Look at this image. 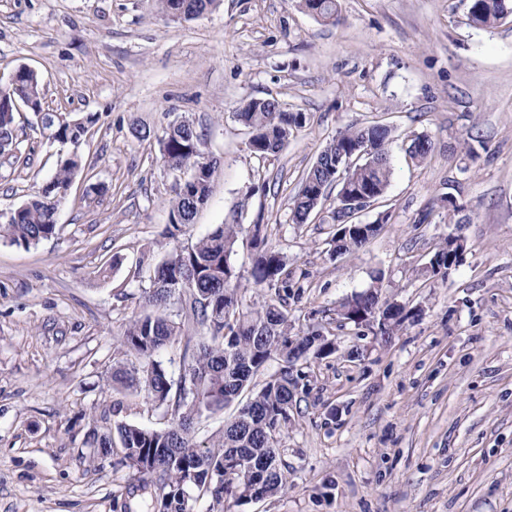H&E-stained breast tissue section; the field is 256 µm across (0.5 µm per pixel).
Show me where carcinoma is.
Masks as SVG:
<instances>
[{
	"label": "carcinoma",
	"mask_w": 512,
	"mask_h": 512,
	"mask_svg": "<svg viewBox=\"0 0 512 512\" xmlns=\"http://www.w3.org/2000/svg\"><path fill=\"white\" fill-rule=\"evenodd\" d=\"M163 13L188 18L201 15L220 0H158ZM301 8L323 22H336L338 0H300ZM512 17V0H469L471 24L493 28ZM16 82L0 87V150L14 148L15 102L43 105L40 79L35 71L21 68ZM249 127L251 152L262 159L278 156L294 132L309 123L304 112H292L278 100L252 98L236 112ZM42 126L62 143H78L87 125L96 122L88 115L68 120L53 112L39 115ZM392 128L384 123L350 127L321 151L316 162L303 176L294 197L289 221L307 223L318 208L317 197H326L335 183L340 185L336 204L345 199H362L366 208L386 192L392 166L388 144ZM164 168L176 176L170 201L167 235L177 238L193 223L198 211L209 201L211 173L217 159H205L202 143L193 123L187 118L169 122L161 139ZM433 142L426 134L412 139L408 157L415 163L428 159ZM349 158L347 168L338 171L336 158ZM81 168L78 156L64 159L56 174L46 181L23 205L0 216V239L29 247L56 233V214L65 202L73 179ZM196 175L190 185L180 174ZM338 212L330 211L325 224L339 229L331 238L333 252L355 253L382 228L371 224L368 233L346 231L348 223L337 222ZM239 224H222L194 244L183 247L155 264L151 287L143 290L145 312L131 321L122 336V357L113 358L110 382L116 390L144 393L154 406L170 415L166 430H148L126 421H117L102 434L94 433L88 444L93 454L106 456L120 443L121 464L132 470L144 485L158 491V512H196L199 503L229 501L243 503L271 498L286 487L283 468L287 449L280 443L288 427L289 410L295 403L298 377L290 353L313 347L321 355L335 351V344L318 329L291 338L288 319V257L268 246L264 225L251 228L254 261L251 276L255 287L264 291L262 301L246 305L240 295V274L231 262ZM459 262L448 263V243L439 245L427 270L432 276L448 277ZM383 277L378 275L368 289L343 302L338 315L343 322L361 325L364 313L380 307ZM181 304L184 320L191 321L204 340L191 356L183 358L182 372L173 380L158 356L183 336L184 320H177L171 306ZM410 312L399 304L384 313L380 336L388 340L409 318ZM274 356L283 366L266 379L262 388L237 408L222 433L205 448L194 440L195 424L217 407L228 406L248 388L253 377Z\"/></svg>",
	"instance_id": "obj_1"
}]
</instances>
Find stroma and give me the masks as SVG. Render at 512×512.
<instances>
[{
	"label": "stroma",
	"instance_id": "obj_1",
	"mask_svg": "<svg viewBox=\"0 0 512 512\" xmlns=\"http://www.w3.org/2000/svg\"><path fill=\"white\" fill-rule=\"evenodd\" d=\"M22 66L39 74L46 111L97 121L75 147L19 106V158L0 165L6 212L62 156L84 164L53 237L0 240V512H155L154 489L86 445L117 420L170 425L144 395L113 392V355L156 262L258 221L288 257L295 329L322 326L336 350L300 364L286 489L229 512H512V22L475 28L466 0H340L335 24L298 0H221L193 20L157 0H0V86ZM270 96L310 122L263 161L233 114ZM177 116L218 164L174 240L159 139ZM374 122L394 129L392 176L356 220L389 221L333 257V226L289 223L292 199L338 131ZM420 133L434 151L416 166L405 149ZM448 195L469 218L465 247L431 278L424 267L456 229ZM379 273L383 299L414 313L386 341L336 315Z\"/></svg>",
	"mask_w": 512,
	"mask_h": 512
}]
</instances>
